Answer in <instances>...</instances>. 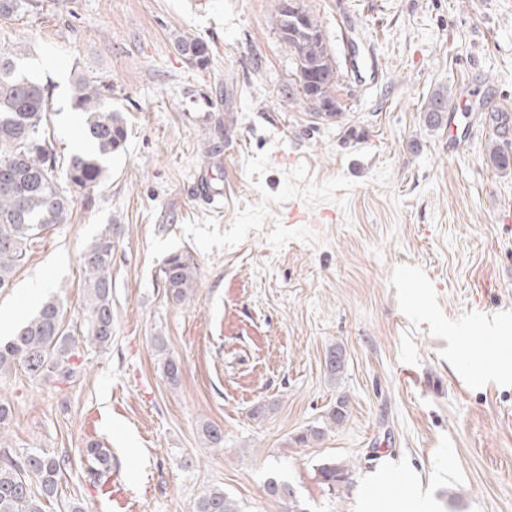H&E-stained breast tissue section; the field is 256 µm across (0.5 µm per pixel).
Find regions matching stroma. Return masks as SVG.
Instances as JSON below:
<instances>
[{
    "instance_id": "1",
    "label": "stroma",
    "mask_w": 512,
    "mask_h": 512,
    "mask_svg": "<svg viewBox=\"0 0 512 512\" xmlns=\"http://www.w3.org/2000/svg\"><path fill=\"white\" fill-rule=\"evenodd\" d=\"M303 3L336 62L333 118L286 95L276 0H38L0 17V49L27 51L49 88L57 161L87 147L78 75L111 85L127 129L92 204L74 197L0 292L15 322L57 292L84 324L80 255L117 226L111 345H87L67 382L0 377L11 452L69 458L46 512H194L215 487L243 512H284L274 475L308 512H383L385 487L406 512H512V172L486 153L490 113L512 117V0ZM184 36L208 43L206 67L178 53ZM442 86L454 100L431 128L423 106ZM207 169L223 203L197 189ZM176 251L199 270L184 304L161 277ZM503 317V344L469 345L476 321ZM262 401L274 410L253 418ZM207 422L223 447L207 446ZM313 426L324 439L297 443ZM93 441L112 451L121 501L89 478ZM331 459L352 468L333 492L317 476Z\"/></svg>"
}]
</instances>
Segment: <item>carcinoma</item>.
I'll return each mask as SVG.
<instances>
[{"mask_svg":"<svg viewBox=\"0 0 512 512\" xmlns=\"http://www.w3.org/2000/svg\"><path fill=\"white\" fill-rule=\"evenodd\" d=\"M36 0H0V16L24 12ZM275 28L291 48L295 83L288 87V97L295 90L317 114L326 107L340 111L336 98L338 74L321 23L312 12L302 8L295 15L286 0H278L272 17ZM178 52L190 64L204 67L208 63V46L198 38L177 40ZM25 51H0V290L9 288L26 257L27 244L40 238L54 224H67L70 198L74 192L92 202V194L107 176L103 161L121 151L127 133L120 112L108 103L112 87L85 75L73 86V103L83 114V134L92 144L90 152L72 155L56 177L57 168L49 143V106L47 88L26 77L18 69ZM452 103L446 89L434 92L424 105V121L436 127ZM505 126L496 127V137L488 148L492 166L500 171L512 168V156L506 148L512 145ZM85 273L88 313L85 329L73 330L64 323V299L48 296L39 310L27 317L10 339L0 342V376L17 365L33 378L55 377L69 380L80 359V340L100 348L112 343V225L104 227L81 255ZM162 281L168 295L185 302L197 288L198 267L189 254L173 253L162 267ZM327 373L334 377L344 368L342 352L329 350L325 361ZM202 436L211 448L224 446L223 428L206 423ZM94 466V481L109 473L112 453L97 442L86 448ZM69 459L43 449H31L14 455L5 441H0V512H44L42 502L58 495ZM322 484L328 488L349 482L352 471L342 462L329 461L318 468ZM265 490L271 497L286 503L285 512H307L291 484L270 478ZM195 512H241L238 504L222 488L201 495Z\"/></svg>","mask_w":512,"mask_h":512,"instance_id":"cac0c4a2","label":"carcinoma"}]
</instances>
